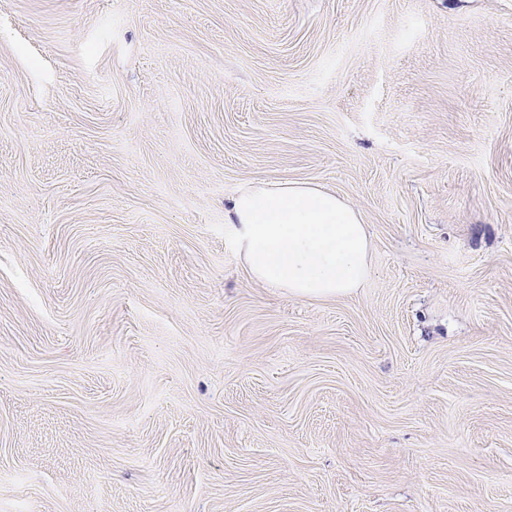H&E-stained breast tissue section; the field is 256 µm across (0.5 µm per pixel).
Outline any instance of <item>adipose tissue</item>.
Listing matches in <instances>:
<instances>
[{"instance_id": "1", "label": "adipose tissue", "mask_w": 512, "mask_h": 512, "mask_svg": "<svg viewBox=\"0 0 512 512\" xmlns=\"http://www.w3.org/2000/svg\"><path fill=\"white\" fill-rule=\"evenodd\" d=\"M227 232L248 274L303 299L345 297L370 272L360 214L307 181L257 180L225 206Z\"/></svg>"}]
</instances>
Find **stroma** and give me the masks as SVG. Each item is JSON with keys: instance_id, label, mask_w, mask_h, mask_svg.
Returning <instances> with one entry per match:
<instances>
[{"instance_id": "stroma-1", "label": "stroma", "mask_w": 512, "mask_h": 512, "mask_svg": "<svg viewBox=\"0 0 512 512\" xmlns=\"http://www.w3.org/2000/svg\"><path fill=\"white\" fill-rule=\"evenodd\" d=\"M263 179L354 295L250 278ZM0 512H512V0H0ZM228 235L248 274L303 299L350 296L370 272L360 214L307 181L257 180L224 203Z\"/></svg>"}]
</instances>
